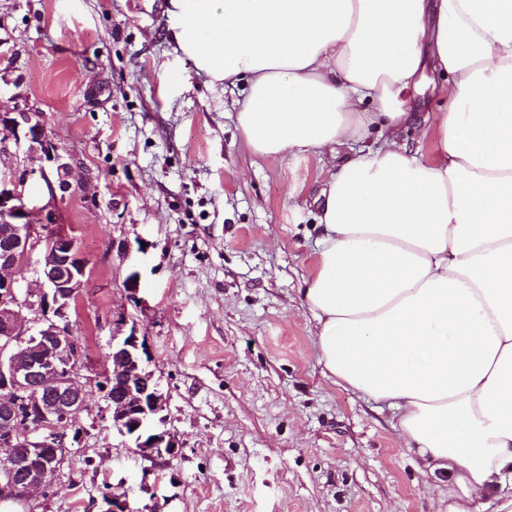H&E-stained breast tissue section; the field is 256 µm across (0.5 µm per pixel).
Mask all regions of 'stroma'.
<instances>
[{
	"label": "stroma",
	"mask_w": 512,
	"mask_h": 512,
	"mask_svg": "<svg viewBox=\"0 0 512 512\" xmlns=\"http://www.w3.org/2000/svg\"><path fill=\"white\" fill-rule=\"evenodd\" d=\"M0 41V112L41 113L71 190L52 196L35 173L53 163L23 146L0 170L57 210L90 269L72 315L92 385L83 434L55 488L13 512H102L123 478L151 487L128 512H441L447 477L406 448L392 410L318 361L301 290L332 161L254 154L236 119L244 85L197 73L166 0H0ZM123 321L147 338L182 446L154 470L94 387Z\"/></svg>",
	"instance_id": "obj_1"
}]
</instances>
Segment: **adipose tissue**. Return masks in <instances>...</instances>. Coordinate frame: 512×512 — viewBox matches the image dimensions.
Listing matches in <instances>:
<instances>
[{"label":"adipose tissue","instance_id":"adipose-tissue-1","mask_svg":"<svg viewBox=\"0 0 512 512\" xmlns=\"http://www.w3.org/2000/svg\"><path fill=\"white\" fill-rule=\"evenodd\" d=\"M173 39L260 156H336L304 303L338 385L385 403L446 512H512V0H168ZM432 155L401 142L425 66Z\"/></svg>","mask_w":512,"mask_h":512}]
</instances>
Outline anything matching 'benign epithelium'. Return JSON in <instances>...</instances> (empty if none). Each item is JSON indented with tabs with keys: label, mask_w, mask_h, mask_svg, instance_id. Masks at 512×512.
<instances>
[{
	"label": "benign epithelium",
	"mask_w": 512,
	"mask_h": 512,
	"mask_svg": "<svg viewBox=\"0 0 512 512\" xmlns=\"http://www.w3.org/2000/svg\"><path fill=\"white\" fill-rule=\"evenodd\" d=\"M28 143L56 166L58 189L66 193L69 164L53 152L40 112L0 113V152ZM41 221H29L31 213ZM41 246L35 273L41 287L23 288L11 276ZM88 262L74 238L62 230L55 213L25 203L18 185L0 173V426L10 430L0 442V503L26 501L34 490L54 488L68 463L67 428L85 408L87 392L76 378L84 351L72 336L71 312L85 288ZM145 341L133 325L112 337L101 382L112 429L128 447L154 466L176 457L181 446L166 429L165 397L154 372L145 365ZM119 390L109 393V384ZM29 409L38 426L18 418L21 397L33 385Z\"/></svg>",
	"instance_id": "benign-epithelium-1"
}]
</instances>
